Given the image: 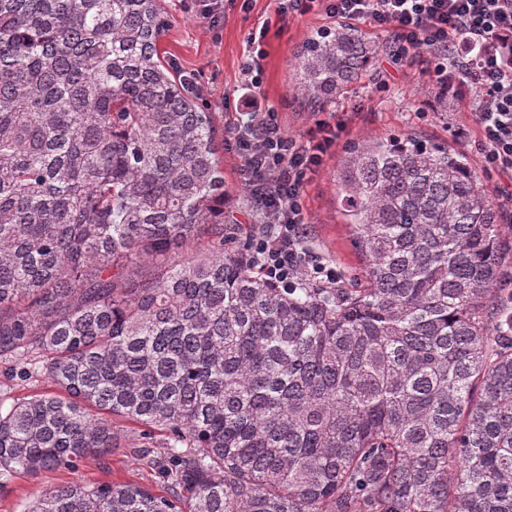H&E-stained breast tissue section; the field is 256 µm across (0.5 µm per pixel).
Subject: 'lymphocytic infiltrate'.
I'll use <instances>...</instances> for the list:
<instances>
[{"label":"lymphocytic infiltrate","instance_id":"f902f5d3","mask_svg":"<svg viewBox=\"0 0 512 512\" xmlns=\"http://www.w3.org/2000/svg\"><path fill=\"white\" fill-rule=\"evenodd\" d=\"M312 11L364 21L385 32L400 52L420 55L453 108L469 109L484 170L512 172V0H277L286 16ZM263 38L250 34L244 67L246 93L229 144L267 230L251 234L259 274L292 288L300 280L335 283L336 267L302 246L308 222L305 188L344 129L324 120L309 137L284 132L276 112L259 99Z\"/></svg>","mask_w":512,"mask_h":512}]
</instances>
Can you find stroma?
Instances as JSON below:
<instances>
[{
  "instance_id": "1",
  "label": "stroma",
  "mask_w": 512,
  "mask_h": 512,
  "mask_svg": "<svg viewBox=\"0 0 512 512\" xmlns=\"http://www.w3.org/2000/svg\"><path fill=\"white\" fill-rule=\"evenodd\" d=\"M169 27L159 49L177 75L193 76L205 108L217 112L219 131H227L236 114L244 84L243 67L247 58L249 32L266 27L262 48L260 94L272 107L289 136L302 138L321 120L318 112L304 111L295 90V55L302 43L316 30L334 26V19L318 14H293L279 17L275 0H251L241 7L239 0H226L218 27H209L199 14L198 0H163ZM437 91L433 75L418 55L407 53L392 62L373 58L360 82L337 97L334 106L345 129L325 156L321 171L306 190V209L310 216L304 248L335 265L342 281L361 277L363 259L354 248L352 229L338 199V160L345 149L371 137L388 138L403 133L416 136L429 145L463 153L472 167H479L481 146L475 135L459 137L464 113L440 111L434 105ZM226 208L234 221L225 225V238L246 240L260 221L247 189L242 185L239 159L231 149H222ZM112 429L118 446L100 458H89L73 470L59 469L28 475L0 491V512H24L41 495L56 485L78 479L94 485L113 482L137 483L160 491L153 470L137 451L148 446L162 449L164 435L154 432L144 439L140 425L113 418Z\"/></svg>"
}]
</instances>
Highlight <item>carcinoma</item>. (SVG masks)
I'll return each mask as SVG.
<instances>
[{"instance_id":"obj_1","label":"carcinoma","mask_w":512,"mask_h":512,"mask_svg":"<svg viewBox=\"0 0 512 512\" xmlns=\"http://www.w3.org/2000/svg\"><path fill=\"white\" fill-rule=\"evenodd\" d=\"M161 0H0V490L165 434L164 484L68 482L26 512H512V226L464 155L345 150L363 285L279 288L224 249L216 113L159 50ZM378 45L297 54L326 110ZM45 384L41 378L21 380L15 376L11 377L4 371L0 364V394H7L12 398H22L30 394L44 391Z\"/></svg>"}]
</instances>
